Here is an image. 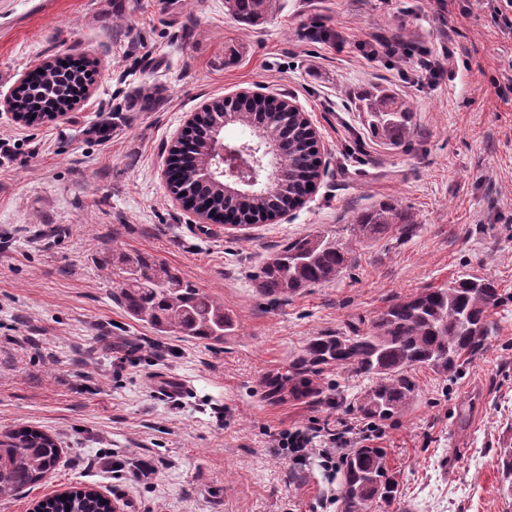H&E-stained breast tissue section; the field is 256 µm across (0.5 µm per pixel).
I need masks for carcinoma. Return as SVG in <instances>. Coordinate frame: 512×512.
<instances>
[{
    "label": "carcinoma",
    "instance_id": "obj_1",
    "mask_svg": "<svg viewBox=\"0 0 512 512\" xmlns=\"http://www.w3.org/2000/svg\"><path fill=\"white\" fill-rule=\"evenodd\" d=\"M229 15L250 27L263 23L276 11V0H224ZM79 79L44 67L24 95L18 110L31 113L44 100L60 106L77 90ZM136 97L144 110L158 101L157 89L142 86ZM381 134L399 141L410 133L411 108L386 96L367 107ZM227 126H239L249 138L237 146L261 145L272 149L279 186L248 195L225 196L224 179L213 175V135ZM189 140L179 139L169 155L174 169L169 185L183 203L199 205L216 217L224 212L239 223L251 225L290 209L308 194L318 178L319 161L309 120L289 112L277 100L247 98L235 101L227 112L216 100L198 116ZM412 223L408 213L393 204L357 216L350 225L358 241L382 238ZM350 260L348 243L330 231L317 230L291 238L272 252L255 281L259 291L280 300L312 285L335 280ZM112 271L118 277L113 296L132 319L162 335H178L218 344L235 330L232 315L174 268L148 256L112 247ZM501 293L488 277L463 275L439 288H425L394 300L364 331L311 337L301 353L282 372L262 382L264 396L274 402L290 397L320 395L313 378L328 370H342L372 380L357 402L369 420L385 422L405 414L416 396L412 371L429 368L443 375L455 373L461 360L472 354L489 335L491 311ZM60 450L46 433L20 427L0 439V499L14 497L56 470ZM340 512H365L377 503L391 505L397 498L398 480L388 465L385 449L354 448L342 462ZM38 502L35 512H112L111 502L91 489L64 492Z\"/></svg>",
    "mask_w": 512,
    "mask_h": 512
}]
</instances>
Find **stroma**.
<instances>
[{"instance_id":"1","label":"stroma","mask_w":512,"mask_h":512,"mask_svg":"<svg viewBox=\"0 0 512 512\" xmlns=\"http://www.w3.org/2000/svg\"><path fill=\"white\" fill-rule=\"evenodd\" d=\"M350 40L337 49L335 33ZM373 35L455 54L445 72L364 58ZM66 56L92 62L89 96L61 118L0 111V435L30 426L61 448L47 482L0 500L32 512L91 488L121 512H337L338 477L296 465L272 434L355 418L367 378L318 377L322 394L273 404L262 377L310 337L366 329L393 300L462 274L502 294L492 331L458 371L416 370L419 395L377 441L401 495L378 512H512L500 463L512 448V102L490 79L512 59L488 8L457 0H279L247 27L224 0H0V97ZM158 88L142 110L134 91ZM265 89L305 112L320 176L304 204L245 227L200 220L171 193L169 148L216 99ZM410 103V137L373 128L367 93ZM389 201L404 234L353 243L333 282L273 302L254 275L276 247L314 230L349 237ZM178 269L235 323L223 343L159 336L112 296V248ZM151 473H142L143 465Z\"/></svg>"}]
</instances>
